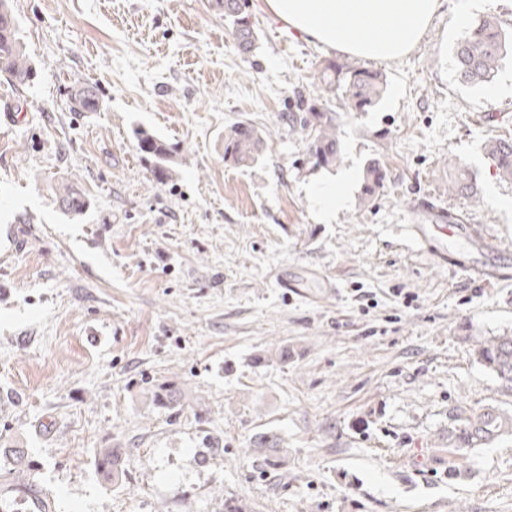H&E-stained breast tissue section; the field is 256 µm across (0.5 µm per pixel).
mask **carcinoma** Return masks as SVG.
I'll list each match as a JSON object with an SVG mask.
<instances>
[{
  "label": "carcinoma",
  "mask_w": 512,
  "mask_h": 512,
  "mask_svg": "<svg viewBox=\"0 0 512 512\" xmlns=\"http://www.w3.org/2000/svg\"><path fill=\"white\" fill-rule=\"evenodd\" d=\"M248 0H222V12L230 22L232 34L243 54L253 52L256 33L246 15ZM512 56V32H506L498 22L487 17L467 29L457 40L453 60L459 81L478 86L490 82L507 56ZM0 75L16 85H26L34 76L33 64L26 53L18 31V22L9 0H0ZM320 94L301 103L302 115L292 119L291 131L304 144L308 163L316 168H334L342 159L341 142L336 122V111L328 105L327 96L343 100L348 112H368L382 98L385 79L382 73L346 60H327L319 71ZM76 112H95L100 106L98 92L90 87L71 91ZM138 153L153 164V174L161 182L172 177L174 148L163 138L144 129L133 132ZM263 144L260 131L247 121H238L224 131V161L238 167H248L259 157ZM488 158L505 180L512 179V138L491 139L486 144ZM388 185L386 164L374 159L368 163L362 187V200L370 201ZM448 191L476 193L465 170L448 183ZM62 210L75 217L90 207L88 195L76 184L63 182L57 188ZM476 361L502 383L512 385V336H494L480 343L475 350ZM181 394L172 385H162L151 394L159 407L174 410L181 407ZM457 451H471L488 445L499 436L512 432V416L492 408L481 412L462 413L455 419ZM26 450L0 448V460L20 470L25 466ZM124 448H102L98 452L97 467L105 478L117 485L123 477Z\"/></svg>",
  "instance_id": "obj_1"
}]
</instances>
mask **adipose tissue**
<instances>
[{
  "mask_svg": "<svg viewBox=\"0 0 512 512\" xmlns=\"http://www.w3.org/2000/svg\"><path fill=\"white\" fill-rule=\"evenodd\" d=\"M308 40L368 60H395L419 42L440 0H263Z\"/></svg>",
  "mask_w": 512,
  "mask_h": 512,
  "instance_id": "obj_1",
  "label": "adipose tissue"
}]
</instances>
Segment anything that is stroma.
<instances>
[{"label":"stroma","instance_id":"stroma-1","mask_svg":"<svg viewBox=\"0 0 512 512\" xmlns=\"http://www.w3.org/2000/svg\"><path fill=\"white\" fill-rule=\"evenodd\" d=\"M35 68L0 77V445L28 451L52 512H512V434L457 455L456 415H512V388L474 348L512 335V278L489 285L413 237L430 199L482 227L466 264L512 267V181L484 153L512 138V59L486 85L458 82L463 28L441 0L418 45L376 62L386 90L339 112L343 158L314 169L287 115L339 51L268 13L242 54L212 0H12ZM95 85L101 106L74 109ZM247 120L259 160H224ZM143 127L174 149L158 181L133 145ZM387 189L361 203L371 159ZM463 163L475 197L452 194ZM355 172L331 221L314 187ZM68 180L91 206L64 214ZM96 327L100 343L86 332ZM284 347L287 363H255ZM178 387L183 406L150 395ZM288 451L268 468L252 449ZM124 448L122 485L95 467Z\"/></svg>","mask_w":512,"mask_h":512}]
</instances>
